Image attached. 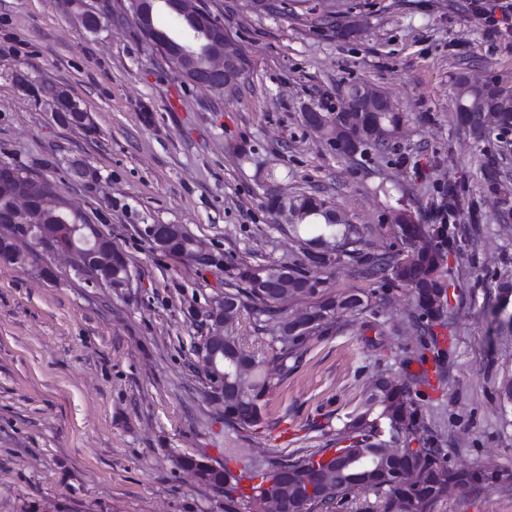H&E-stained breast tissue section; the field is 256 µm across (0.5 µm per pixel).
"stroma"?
Returning <instances> with one entry per match:
<instances>
[{
    "instance_id": "1",
    "label": "stroma",
    "mask_w": 512,
    "mask_h": 512,
    "mask_svg": "<svg viewBox=\"0 0 512 512\" xmlns=\"http://www.w3.org/2000/svg\"><path fill=\"white\" fill-rule=\"evenodd\" d=\"M119 0H0V162L52 181L126 253L131 287L92 288L67 257L33 250L0 263V512H224V493L180 464L195 455L233 472L336 445L347 412L378 375L413 380L419 435L448 465L490 469L484 490L453 489L434 512H512V218L487 196L481 161L512 149L459 129L455 78L512 86V31L490 36L471 0H367L363 31L341 38L302 15L255 13L244 0H195L248 61L240 90L217 97L183 81L119 14ZM102 15L91 31L83 10ZM355 80L395 102L403 125L384 155L347 158L303 122L305 107L336 109ZM68 93L95 133L51 117ZM97 176L76 181L70 160ZM461 181L480 221L460 217L447 256L448 326L416 356L408 291L341 263L330 292L382 300L314 336L298 367L266 396L269 427L225 426L210 403L194 347L199 317L225 274L156 250L144 224H182L234 261L303 262L299 243L266 206L316 190L354 224L364 249L402 244L387 210L402 200L421 218ZM385 192H378V185ZM383 324L384 336L374 327Z\"/></svg>"
}]
</instances>
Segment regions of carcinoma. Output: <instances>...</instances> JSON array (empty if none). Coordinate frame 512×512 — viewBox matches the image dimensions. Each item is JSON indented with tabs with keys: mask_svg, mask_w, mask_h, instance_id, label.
I'll return each instance as SVG.
<instances>
[{
	"mask_svg": "<svg viewBox=\"0 0 512 512\" xmlns=\"http://www.w3.org/2000/svg\"><path fill=\"white\" fill-rule=\"evenodd\" d=\"M314 0H283L278 9L290 14L300 11L311 14L316 11ZM455 115L464 114L468 122L464 129L477 139L488 133L478 121L481 112H497L501 124L512 128V88L499 85L496 81L482 84L472 83L460 75L456 80L453 101ZM327 124L336 125L342 132L350 131L359 136V155L373 151L386 152L390 141L371 136V127L379 123L385 127L400 124L404 116L392 106L386 112L376 115H357L355 112H328ZM502 159L490 155L483 161L485 170V192L497 196L501 193L499 180ZM0 177L29 181L33 173L22 165L7 164L0 168ZM44 205L37 206L35 223L44 225L46 234L52 237L50 243L64 246L67 236L57 232L66 225L75 230V237H94L97 230L90 224L82 211L60 195L57 187L48 180H40ZM466 186L463 183L448 185V192L442 198L437 213L428 223L416 218L415 232L425 235L428 248L412 255L407 249L380 254L363 251L364 231L355 224L338 222L336 211L330 202L318 191L303 190L288 198V228L303 245L307 263L288 266V279L279 287L297 297H310L308 306L313 315L312 325L292 336L288 335V313L280 306L275 296L255 286L254 274L264 270L273 274L280 269L278 264L232 263L224 260V253L211 250L208 243L179 227V233L170 244L169 253L182 255L186 251L207 254V267H222L224 279V301L230 303L226 315L224 334L232 337L234 347L229 355L242 364L247 371L240 385L243 396L235 389L228 390L224 401V423L242 430L260 429L269 426L265 412V396L281 378L288 375L291 366L288 361H298L299 352L313 336L326 334L338 324V318L346 313L360 314L368 307L369 299L355 293H329L323 288L320 273L348 261L366 277H380L384 281L407 288L411 295L413 317L421 333H433L435 325L445 318L444 307H436L432 301V289H447V268L444 264L445 249L453 243L450 226L464 207ZM12 199L0 187V248L12 256L25 260L24 248L30 246L28 229L9 223ZM115 244L108 243L107 255L112 257V285H122V280L132 273L128 258L121 257ZM249 312L254 321L270 332L268 346L274 351V366H268L267 359L247 350L242 338L234 335L235 325L242 311ZM418 431V411L411 397V386L405 379L395 380V387L376 398L364 394L359 404L342 421L337 430L336 443L348 445L340 448H322L314 453L275 460L266 470L245 474L255 481L251 494L239 495L242 477L234 475L229 468L212 469L201 474L195 469L194 457L185 456L181 466L201 482L212 487L224 488V512H238V502L247 501L249 512H264L267 494L276 489L288 492V473L305 469L317 462H323L328 453L344 461V468L332 488L323 496L308 503L306 512L320 509L322 512L350 503L357 493H374L382 502L381 512H433L434 506L443 501L448 492L458 486L478 488L486 480H478L474 471L466 468H449L440 448H408L399 461H393L380 453L384 436L391 438L398 434L409 437ZM412 464L424 474V481L416 486L406 484L397 472Z\"/></svg>",
	"mask_w": 512,
	"mask_h": 512,
	"instance_id": "cac0c4a2",
	"label": "carcinoma"
}]
</instances>
